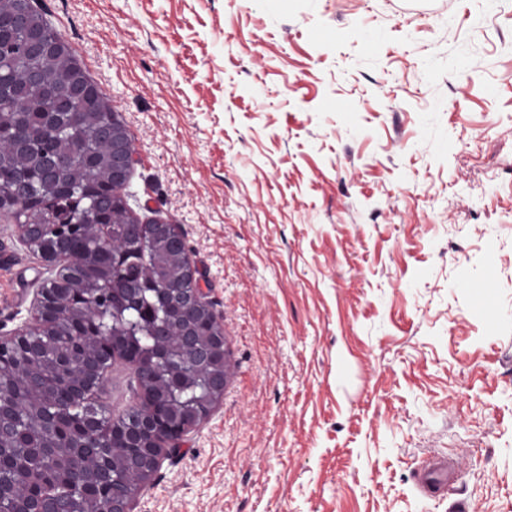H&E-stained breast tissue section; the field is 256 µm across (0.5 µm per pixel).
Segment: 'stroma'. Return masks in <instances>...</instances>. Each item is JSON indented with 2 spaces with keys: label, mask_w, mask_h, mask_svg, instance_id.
I'll list each match as a JSON object with an SVG mask.
<instances>
[{
  "label": "stroma",
  "mask_w": 512,
  "mask_h": 512,
  "mask_svg": "<svg viewBox=\"0 0 512 512\" xmlns=\"http://www.w3.org/2000/svg\"><path fill=\"white\" fill-rule=\"evenodd\" d=\"M233 367L131 512H512V0H36ZM0 211V336L46 270ZM107 373V416L139 401ZM457 461L444 500L415 470ZM190 269L192 271L193 275V288H194V294L192 298L188 301H181L179 303L172 302L175 304L180 312L182 313L183 317L187 319L189 322L193 321L198 313L199 305L205 306L209 313L212 316V319L216 323V325L219 327L221 335H224V327L221 324V322L218 320L216 314L212 311L211 305L209 301L207 300V295L202 291V289L196 288L195 284H197V278L195 277V269L190 265Z\"/></svg>",
  "instance_id": "35a3bbf8"
}]
</instances>
